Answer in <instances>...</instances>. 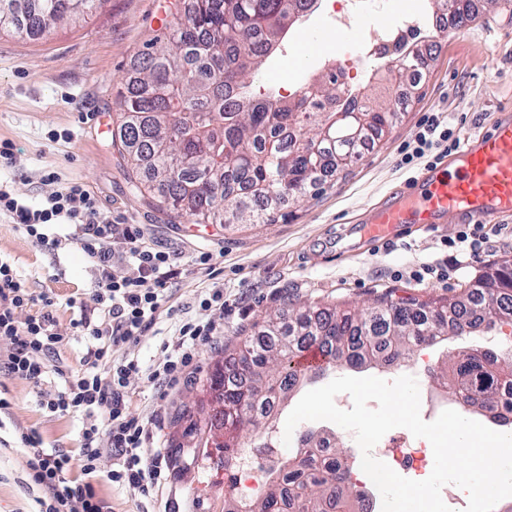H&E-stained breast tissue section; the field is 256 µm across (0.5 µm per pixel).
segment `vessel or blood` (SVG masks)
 I'll list each match as a JSON object with an SVG mask.
<instances>
[{
    "label": "vessel or blood",
    "instance_id": "b4317fda",
    "mask_svg": "<svg viewBox=\"0 0 512 512\" xmlns=\"http://www.w3.org/2000/svg\"><path fill=\"white\" fill-rule=\"evenodd\" d=\"M448 214L463 224L512 214V112L493 117L457 156L455 172L428 170L417 190L387 205L371 224L370 236L383 240L393 225L431 224Z\"/></svg>",
    "mask_w": 512,
    "mask_h": 512
}]
</instances>
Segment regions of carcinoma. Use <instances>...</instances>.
<instances>
[{
    "instance_id": "1",
    "label": "carcinoma",
    "mask_w": 512,
    "mask_h": 512,
    "mask_svg": "<svg viewBox=\"0 0 512 512\" xmlns=\"http://www.w3.org/2000/svg\"><path fill=\"white\" fill-rule=\"evenodd\" d=\"M96 0H0V30L39 39L57 25L75 23ZM310 0H189L166 42H153L130 66L120 94L119 123L112 147L149 203L195 224H274L277 202L317 191L330 174L344 173L362 150L389 133L397 112L388 104L359 105L336 94L339 75L309 84L290 99L256 98L246 91L288 23ZM453 18L468 20L470 0H430ZM431 49L398 56L395 82H414ZM472 328L512 327V268L503 262L448 300L385 296L356 309L291 302L288 312L258 322L261 339L240 350L253 356V386L275 383L288 371V399L305 370L293 365L302 341L327 347L331 368L344 364L388 368L422 345L448 335V322ZM512 350L458 353L450 358L445 389L463 402L495 411L501 426L512 424ZM212 384L230 397L241 381L215 369ZM228 445L224 469L237 459L239 438L253 420L224 419ZM298 450L266 469L272 478L262 496L243 500L224 493V512H349L356 499L366 512L368 494L354 491L348 458L326 433L305 430Z\"/></svg>"
}]
</instances>
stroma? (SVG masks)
<instances>
[{
	"instance_id": "1",
	"label": "stroma",
	"mask_w": 512,
	"mask_h": 512,
	"mask_svg": "<svg viewBox=\"0 0 512 512\" xmlns=\"http://www.w3.org/2000/svg\"><path fill=\"white\" fill-rule=\"evenodd\" d=\"M186 3L103 0L78 23L40 39L0 32V143L13 147L10 164L0 165V185L35 205L52 191L41 184L40 173L56 172L60 183L84 184L111 211L118 227L139 225L174 257V276L167 284L170 299L156 323L136 342L112 352L116 360L141 361L143 372L129 382V408L151 421L153 445L169 459L184 431L174 425V418L190 409L195 423L207 419L218 401L210 388L216 365L236 357L267 312L291 299L360 306L392 290L422 299L451 298L493 264L512 259V216L486 221V243L476 257L456 242L461 225L450 217L420 227L396 225L388 241L379 244L363 233L366 219L407 191L426 168L423 158L408 165L401 161L402 146L426 115L438 114L465 142L484 132L498 109L512 107V0L492 6L472 0L471 19L456 38L441 39V22L430 15L420 35L405 37L406 45L436 42L440 50L398 123L348 173L328 178L319 194L286 204L284 220L273 224L169 223L134 192L112 148L117 91L131 58L170 32ZM333 6V0H319L292 27L287 40L267 58L265 74L251 80L254 96L292 97L296 88L325 79L333 60L353 53V46L336 37ZM309 34L318 35L327 47L299 58V45ZM396 56L392 49L376 51L351 70L346 86L363 89L374 101L394 98L396 86L385 61ZM290 59L296 66L287 80H266V73ZM73 233L64 224L51 227L49 238L61 241L54 248L0 216V260L11 265L33 295L50 299L54 330L63 338L51 357L61 370L47 385L51 391L63 389L65 379L83 371L88 345L76 323L82 306L92 303L96 274L72 242ZM203 252L212 257L211 271L195 263ZM437 262L448 264L447 280L411 278L412 270ZM210 288L223 289L224 301L201 307L200 299ZM185 321L209 324L214 336L196 347L174 387L159 389L147 373L165 361L164 345L175 339ZM481 346L474 335L442 341L401 366L362 368L358 374L387 381L410 375L416 377L421 395L433 396L434 378L446 367L449 354ZM38 393L34 383L0 374V512H36L35 500L44 494L34 481L30 453L20 442L21 434L30 431L39 435L46 450L70 457L67 479L89 480L107 512H141L146 502L139 492L110 480L116 458L109 438L101 440L95 474L84 477L86 416L48 414ZM223 457V449L196 448L185 454L181 466H169L163 490L151 504L154 512H166L170 505L179 512H224V491L234 477L220 467Z\"/></svg>"
}]
</instances>
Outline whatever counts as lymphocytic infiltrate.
I'll list each match as a JSON object with an SVG mask.
<instances>
[{
    "label": "lymphocytic infiltrate",
    "instance_id": "obj_1",
    "mask_svg": "<svg viewBox=\"0 0 512 512\" xmlns=\"http://www.w3.org/2000/svg\"><path fill=\"white\" fill-rule=\"evenodd\" d=\"M460 145L451 128L443 126L438 115L429 116L412 143L405 146L404 163L428 153H452ZM43 181L55 184V191L41 204L19 202L9 191L0 189V214L9 216L29 236L45 239V231L55 224L75 229L74 238L89 258L97 278L95 306L78 322L93 342L87 350L86 369L70 380L64 390L42 394L41 406L50 413L101 412L108 428L87 424L82 432L84 454L81 469L93 473L100 454V435L108 433L117 456L112 480L121 486L149 495L165 480L160 457H146L153 434L147 420L132 415L127 403V387L132 375L142 370L138 359L111 360L114 347L137 341L155 324L167 299L166 284L173 274L169 253L146 245L139 227L127 226L115 236L112 214L78 183L59 184L56 172L48 171ZM127 246L126 270L114 275L112 261L117 241ZM35 296L20 282L11 266L0 261V338L10 339L12 348L0 358L5 375L42 384L49 373L48 357L61 344L54 331L53 318L43 312L26 323H17L16 309L35 305ZM212 336L209 325L185 322L171 344V354L162 367L149 377L162 386H172L178 373L192 358L196 346ZM21 442L31 454L30 467L35 482L48 496L41 512H103L101 500L90 485H75L66 478L70 459L59 452L46 451L36 433H25Z\"/></svg>",
    "mask_w": 512,
    "mask_h": 512
}]
</instances>
